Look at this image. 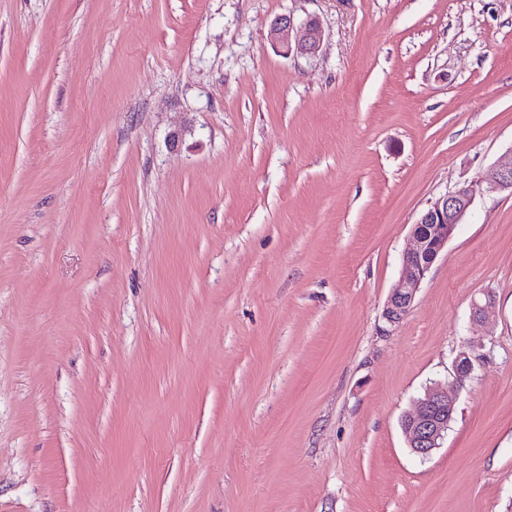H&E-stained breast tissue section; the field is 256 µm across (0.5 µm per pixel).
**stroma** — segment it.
Masks as SVG:
<instances>
[{"label": "stroma", "instance_id": "obj_1", "mask_svg": "<svg viewBox=\"0 0 512 512\" xmlns=\"http://www.w3.org/2000/svg\"><path fill=\"white\" fill-rule=\"evenodd\" d=\"M510 150L512 0H0V512H512ZM297 30L293 41L294 22L290 16L279 17L271 27V38L286 49L301 55L315 54L322 42V30L316 19H309ZM512 193V150L479 181L463 184L436 199L412 224L410 247L402 257V272L383 309V317L397 324L409 313L424 279L458 224H462L477 196ZM456 399L448 388L435 383L425 388L414 403V411L401 420V429L410 451L421 459L428 458L448 434L456 411Z\"/></svg>", "mask_w": 512, "mask_h": 512}]
</instances>
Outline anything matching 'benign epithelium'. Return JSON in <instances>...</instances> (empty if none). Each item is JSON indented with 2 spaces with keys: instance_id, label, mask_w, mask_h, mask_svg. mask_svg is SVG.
<instances>
[{
  "instance_id": "7a95c632",
  "label": "benign epithelium",
  "mask_w": 512,
  "mask_h": 512,
  "mask_svg": "<svg viewBox=\"0 0 512 512\" xmlns=\"http://www.w3.org/2000/svg\"><path fill=\"white\" fill-rule=\"evenodd\" d=\"M271 38L286 51L301 55L315 54L322 42V30L311 18L294 29L293 19L279 17L271 27ZM512 192V151L502 157L486 174L475 182L463 184L454 191L436 199L412 224L410 247L402 257V272L393 286L383 309V317L397 324L409 313L424 279L430 272L457 226L463 223L476 197ZM474 370V361L462 351L453 363L455 381L463 383ZM456 411V399L448 388L435 383L425 388L414 403V411L401 420V429L410 451L421 459L428 458L448 434Z\"/></svg>"
}]
</instances>
